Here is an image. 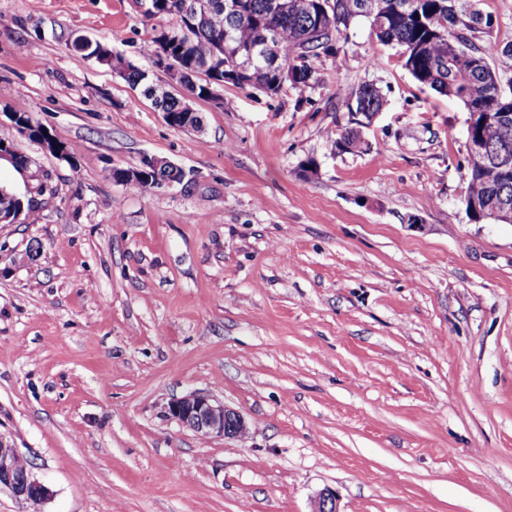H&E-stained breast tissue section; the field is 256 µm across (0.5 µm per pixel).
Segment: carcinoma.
Masks as SVG:
<instances>
[{"label":"carcinoma","mask_w":512,"mask_h":512,"mask_svg":"<svg viewBox=\"0 0 512 512\" xmlns=\"http://www.w3.org/2000/svg\"><path fill=\"white\" fill-rule=\"evenodd\" d=\"M194 0H151V10L144 17L151 20L170 16L173 25L165 28L174 60L183 73V88L200 99L210 96V84L224 82V71L231 53L224 42L230 33L238 46L254 43L261 32L270 31L281 63L288 66L285 74L254 73V77L232 84L242 89H256L268 96L279 94L284 86L307 87L316 80L312 60L336 54V41L342 31L359 19L369 22L376 40L387 46H398L407 52L404 68L421 85L459 100L468 112H489L492 119L477 123L475 135L493 156L512 158V122L496 120L498 113H512V99L503 95L500 80L491 69L487 57L495 51L512 55V43L502 47H482L475 43L476 34L492 27L491 15L477 8L478 0H333L335 8L324 13L318 9L321 0H286L287 10L276 11L273 0H242L243 12L235 17L224 13V0H209L211 8L196 11ZM101 49L96 60L121 73L131 85L144 86L155 107L173 117L168 125L181 128L190 122L186 115L187 99L167 90H159L148 81L145 71L124 65V58L107 44L97 40ZM204 73L208 81L196 83L192 77ZM341 101L349 112H380L387 104L382 90L373 84H361L344 90ZM360 133L344 131L334 141L341 151L362 149ZM127 170L116 169L117 183L147 193L162 181H180L181 169L166 162L162 166L141 168L139 175L126 177ZM466 211L470 219L480 222L492 217V209L501 204L512 206V173L497 178L470 160ZM19 196L0 186V219L10 223L19 210Z\"/></svg>","instance_id":"cac0c4a2"}]
</instances>
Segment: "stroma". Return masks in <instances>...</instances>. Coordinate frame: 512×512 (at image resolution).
Listing matches in <instances>:
<instances>
[{
    "mask_svg": "<svg viewBox=\"0 0 512 512\" xmlns=\"http://www.w3.org/2000/svg\"><path fill=\"white\" fill-rule=\"evenodd\" d=\"M480 8L477 45L512 43V0ZM171 23L135 0H0V138L33 159L0 160V185L38 217L0 224V442L50 489L42 512H310L326 488L341 512H512V224L467 215L463 104L364 20L304 91L192 100L200 132L72 46L164 87L145 46ZM365 83L388 99L368 148L333 150L339 94ZM146 155L182 182L113 180ZM195 392L249 435L170 419Z\"/></svg>",
    "mask_w": 512,
    "mask_h": 512,
    "instance_id": "1",
    "label": "stroma"
}]
</instances>
